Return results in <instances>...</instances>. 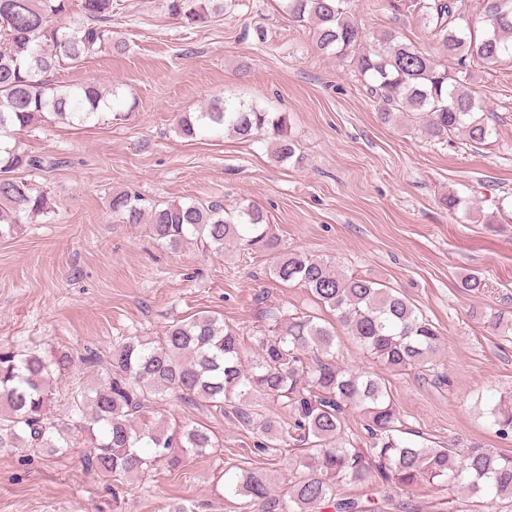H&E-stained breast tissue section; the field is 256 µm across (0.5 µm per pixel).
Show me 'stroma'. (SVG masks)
<instances>
[{
  "instance_id": "stroma-1",
  "label": "stroma",
  "mask_w": 512,
  "mask_h": 512,
  "mask_svg": "<svg viewBox=\"0 0 512 512\" xmlns=\"http://www.w3.org/2000/svg\"><path fill=\"white\" fill-rule=\"evenodd\" d=\"M112 13L125 53L104 50L62 65L54 83L116 89L109 108L85 123L15 132L43 172L24 178L48 194L53 211L0 238V352L64 349L75 359L58 384L50 417L68 419V390L91 384L129 336H160L173 322L203 314L237 329L242 360L256 355L258 297L291 311L330 318L307 289L270 275L273 254L239 244L221 253L188 245L172 251L148 225L112 214L114 193L147 204L219 201L257 206L285 248L332 262L404 294L440 329L432 370L386 371L351 336L341 366L384 376L405 427L462 449L473 442L512 452L486 404L512 392V330L484 318H512V68L476 66L472 88L494 128L476 145L464 133L432 139L411 115L386 123L359 74L318 52L312 25L291 21L282 0H226L203 28L170 16L165 0H119ZM386 0H355L370 36L394 29L427 54L441 47L419 15L393 13ZM287 113L303 164L280 165L267 141L232 133L180 137L176 118L214 97ZM468 200L449 212L444 195ZM475 274L484 287L461 286ZM149 421L200 424L215 448L181 468L131 481L120 503L112 484L86 469L84 443L64 455L48 448L0 453V512H167L180 499L197 512H258L224 492V475L265 467L285 495L299 452L260 451L255 429L215 408L169 400Z\"/></svg>"
}]
</instances>
